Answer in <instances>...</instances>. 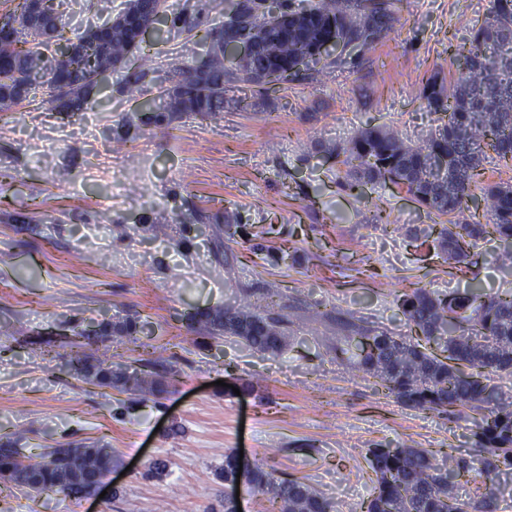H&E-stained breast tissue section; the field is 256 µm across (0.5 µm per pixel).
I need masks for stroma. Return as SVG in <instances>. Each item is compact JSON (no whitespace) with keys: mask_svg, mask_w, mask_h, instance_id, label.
<instances>
[{"mask_svg":"<svg viewBox=\"0 0 512 512\" xmlns=\"http://www.w3.org/2000/svg\"><path fill=\"white\" fill-rule=\"evenodd\" d=\"M55 2L69 36L125 4ZM191 2L201 25L158 24L86 110L59 111L40 82L0 112V442L18 440L32 457L98 443L116 459L101 497L36 495L0 479V512H224L229 450L348 512L373 492L369 449L471 448L470 423L385 396L332 347L352 318L407 334L400 301L418 288L512 290V270L495 261L503 244L478 242L456 267L433 233L449 216L390 184L343 188L325 147L369 126L421 143L439 116L420 91L450 79L449 46L470 39L492 0H398L393 31L353 70L249 93L243 110L132 121L126 82L158 95L171 63L200 59L206 30L224 20V0ZM228 214L239 218L233 236ZM167 221L168 236L149 233ZM270 289L288 318L280 355L188 327L195 313ZM128 318L140 331L112 334L97 356L163 365L161 396L85 383L68 370L67 349L28 343ZM227 383L253 389L228 397ZM156 462L162 473H151Z\"/></svg>","mask_w":512,"mask_h":512,"instance_id":"obj_1","label":"stroma"}]
</instances>
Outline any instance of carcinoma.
Wrapping results in <instances>:
<instances>
[{
	"label": "carcinoma",
	"instance_id": "cac0c4a2",
	"mask_svg": "<svg viewBox=\"0 0 512 512\" xmlns=\"http://www.w3.org/2000/svg\"><path fill=\"white\" fill-rule=\"evenodd\" d=\"M182 9L173 14L172 26L189 31L199 26L201 13ZM294 0H281L292 29L279 32V22L265 0H241L224 24L207 33L211 48L192 65L173 68L163 87V98L138 104L149 112L148 120L163 125L169 112H192L207 116L224 107H242L244 89L267 92L293 81L303 72L311 78L327 68L351 69L359 57L326 58L321 48L334 40L356 44L366 50L385 38L398 21L395 0H303L305 12L293 8ZM512 0H493L472 39L459 47L455 61L473 59L467 69L456 68L449 85L428 80L420 99L431 112H440L448 122L436 126L423 144L407 143L392 128L371 127L349 143L336 144L326 152L340 158L345 167L343 186L385 179L405 189L429 210L439 215L463 209L479 176L482 147L499 157V143L512 140ZM159 0H127L120 12L123 20L109 29L89 27L71 37L63 34L60 16L49 10L42 27L61 42L76 44V50L59 59L46 54L43 34L24 28L25 0L6 20L21 26L16 37L0 36V112L21 102L16 91L45 77L53 100L66 112H81L100 89L97 75L114 72L140 52L136 41L139 22L152 19ZM37 38L31 44L23 35ZM250 37L254 44L248 57L236 62L228 47ZM446 159L444 171H436L432 159ZM488 222L440 225L435 230L448 259L464 261L471 246L494 238L506 243L496 261L512 269V196L502 185L485 189ZM411 336L389 331L362 329L349 336L345 346H336V359L347 360L365 377L378 380L385 395L422 411L445 413L472 423V452L413 448L368 449L376 481L371 498L355 504L349 512H497L502 474H512V398H506L491 376L512 373V292L488 296L477 289L435 295L416 289L402 301ZM197 329L216 338H238L250 351L277 355L290 343L288 321L275 312L274 301L252 307L226 304L193 317ZM108 330L82 332L67 342L74 348L69 364L77 377L100 387L154 396L167 391L165 377L142 369L132 371L103 366L94 346ZM114 458L108 448L92 444L70 452L63 449L54 459L41 456V470L28 489L37 495L62 493L75 499L86 495L85 477L108 471ZM19 449L8 441L0 446V471L22 485L25 473ZM224 483L236 482L254 488L276 506L277 512H333L331 503L301 479H277L260 466L238 474L235 453H224ZM469 487L467 498L459 490Z\"/></svg>",
	"mask_w": 512,
	"mask_h": 512
}]
</instances>
